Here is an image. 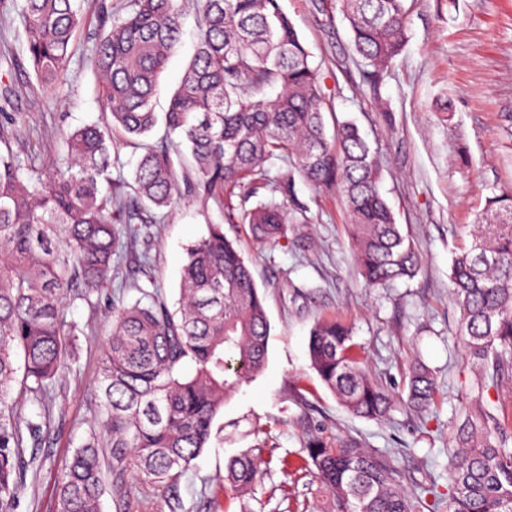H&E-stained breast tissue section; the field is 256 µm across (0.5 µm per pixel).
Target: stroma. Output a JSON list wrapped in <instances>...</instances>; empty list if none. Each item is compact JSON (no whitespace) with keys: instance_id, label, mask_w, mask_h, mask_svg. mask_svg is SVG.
I'll list each match as a JSON object with an SVG mask.
<instances>
[{"instance_id":"stroma-1","label":"stroma","mask_w":512,"mask_h":512,"mask_svg":"<svg viewBox=\"0 0 512 512\" xmlns=\"http://www.w3.org/2000/svg\"><path fill=\"white\" fill-rule=\"evenodd\" d=\"M321 70L328 121H354L377 151L383 190L396 220L423 257L410 280L365 287L341 197L296 180L292 201L306 210V245L291 238L260 245L244 225L228 224L215 204L183 194L172 216L152 225L144 248L155 287L168 304L179 297L187 251L220 224L249 264L266 298L270 321L263 373L242 385L213 426V440L177 487L139 479L123 506L105 499L103 512H332L317 488L305 449L321 433L358 441L392 460L400 485L422 495L421 512H450L448 435L463 419L474 369L458 335L448 297L452 256L487 196L512 191V0H408V42L378 83L354 52L338 0H279ZM183 37L157 91L164 111L194 52L197 17L186 8ZM19 18L0 22V77L17 91L11 110L26 113L30 132L13 142L49 174L63 131L101 116L94 74L87 69V37H78L68 74L55 87L28 89L30 66ZM108 284L68 315L87 326L62 380L51 422V447L25 451L31 465L15 512H55V489L66 458L79 446L96 404L102 327L115 291ZM334 317L353 332L370 373L397 398L388 420L347 413L311 368L308 337L314 323ZM424 362L438 393L427 412L404 400L409 367ZM261 447V480L243 496L227 492L225 463Z\"/></svg>"}]
</instances>
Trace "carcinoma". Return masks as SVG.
<instances>
[{
  "instance_id": "1",
  "label": "carcinoma",
  "mask_w": 512,
  "mask_h": 512,
  "mask_svg": "<svg viewBox=\"0 0 512 512\" xmlns=\"http://www.w3.org/2000/svg\"><path fill=\"white\" fill-rule=\"evenodd\" d=\"M197 44L163 113L153 98L182 37L178 0H126L122 11L100 0L93 17L82 0H24L18 15L24 51L41 88L64 79L75 38L92 42L100 82L102 125L64 133L51 177L11 137L27 130L21 112L7 113L11 133L0 143V512H14L25 481L24 448L50 439L47 414L73 348L85 335L66 318L67 306L119 278L120 265L151 261L138 251L181 196L173 154L189 150L186 186L214 202L259 244L275 243L303 214L270 199L247 210L233 198L292 192L299 177L341 196L367 287L414 277L422 257L396 223L381 191L375 152L359 128L336 122L326 133L323 77L279 0H195ZM354 51L377 80L401 54L410 26L407 0H339ZM163 134H151L158 126ZM140 152L132 181L114 180L120 165L112 132ZM284 168L270 176L266 163ZM471 243L456 253L449 297L460 312L459 336L479 368L465 418L452 435L448 498L453 512H512V412L492 405L489 389L512 373V193L486 199ZM139 293L135 302L125 289ZM180 307L171 311L159 289L139 280L112 298L97 410L86 436L66 461L56 486V512H101L107 490L99 449H109L112 496L125 500L129 480L174 486L208 447L213 423L240 387L267 364L270 322L264 296L222 225L187 252ZM308 355L321 382L353 416L385 419L393 394L366 370L348 326L319 320ZM437 385L422 362L410 368L405 404H435ZM42 406L34 417L26 403ZM319 489L336 512H418L390 461L355 441L306 443ZM261 448L230 457L225 482L240 494L263 473Z\"/></svg>"
}]
</instances>
